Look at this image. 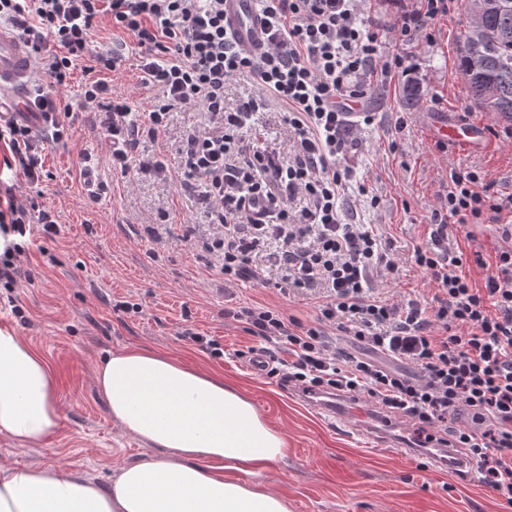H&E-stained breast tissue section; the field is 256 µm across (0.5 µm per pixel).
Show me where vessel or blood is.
<instances>
[{
	"instance_id": "b4317fda",
	"label": "vessel or blood",
	"mask_w": 512,
	"mask_h": 512,
	"mask_svg": "<svg viewBox=\"0 0 512 512\" xmlns=\"http://www.w3.org/2000/svg\"><path fill=\"white\" fill-rule=\"evenodd\" d=\"M224 22L237 45L247 51L262 47L266 28L256 0H224ZM33 81L31 55L24 40L13 31L0 28V99H9L14 114L38 125L42 117L28 96ZM435 137L449 146L470 152L487 151L491 141L480 125L454 119L448 113L432 115Z\"/></svg>"
}]
</instances>
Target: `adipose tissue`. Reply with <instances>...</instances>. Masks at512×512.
I'll return each mask as SVG.
<instances>
[{
    "mask_svg": "<svg viewBox=\"0 0 512 512\" xmlns=\"http://www.w3.org/2000/svg\"><path fill=\"white\" fill-rule=\"evenodd\" d=\"M94 380L112 418L152 447L150 458L103 481L53 466H0V512H289L287 499L257 480L286 456L287 439L222 374L127 347L102 360ZM61 419L45 359L0 328V435L33 448ZM227 470L237 478H224Z\"/></svg>",
    "mask_w": 512,
    "mask_h": 512,
    "instance_id": "1",
    "label": "adipose tissue"
}]
</instances>
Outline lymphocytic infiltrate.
I'll use <instances>...</instances> for the list:
<instances>
[{
    "label": "lymphocytic infiltrate",
    "instance_id": "obj_1",
    "mask_svg": "<svg viewBox=\"0 0 512 512\" xmlns=\"http://www.w3.org/2000/svg\"><path fill=\"white\" fill-rule=\"evenodd\" d=\"M458 6L408 0L380 31L366 25L361 0H258L267 37L255 53L241 50L225 26L224 0H0V19L61 87L87 60L113 73L124 68L121 48L93 40L102 18L131 38L150 107L134 111L101 79L80 91L85 104L109 114L113 171L164 174L162 165L138 160L141 138L164 132L173 109L199 106L208 123L187 136L179 183L217 226L208 250L225 285L247 279L284 295L316 291L310 324L267 307L228 309L251 336L287 352L268 376L309 393L364 398L409 419L421 448L462 449L484 485L512 506V193L492 192L475 167L451 169L430 240L411 256L436 291L427 304L394 303L374 280L397 271V260L376 225L357 220L368 190L347 157L354 128L343 102H363L373 80L409 72L406 55L384 53L386 42L433 39V21ZM237 78L258 93L231 106L224 88ZM270 99L284 109V153L254 142ZM0 142L38 182L43 161L32 128L6 120ZM34 218L44 233H57L51 212L35 217L12 195L0 196L1 232L26 236ZM452 224L500 225L494 266L454 247ZM473 264L488 270L483 285L467 273ZM336 332L358 342L361 355L338 349ZM399 362L413 365L414 375L396 370Z\"/></svg>",
    "mask_w": 512,
    "mask_h": 512
}]
</instances>
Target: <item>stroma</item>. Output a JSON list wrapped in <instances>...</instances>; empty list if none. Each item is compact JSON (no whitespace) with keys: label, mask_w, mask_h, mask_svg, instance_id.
<instances>
[{"label":"stroma","mask_w":512,"mask_h":512,"mask_svg":"<svg viewBox=\"0 0 512 512\" xmlns=\"http://www.w3.org/2000/svg\"><path fill=\"white\" fill-rule=\"evenodd\" d=\"M469 23L462 9L435 20L434 42L421 39L410 50L411 76L375 82L368 93L367 108L377 123L359 133L352 160L378 205L359 206L358 213L394 244L398 271L382 282L394 302L432 295L411 254L428 240L429 218L450 167L481 168L498 189L512 191V137L504 135L512 122L474 106L457 67V43ZM85 80L80 67L62 94L45 74L33 82V93L61 95L71 107L62 141L38 135L44 161L39 184L18 175L8 146H0V184L24 204L52 211L59 225L50 237L34 232L17 257L15 283L0 284V328L16 331L47 361L63 407L57 432L41 446L22 450L0 436V464L52 465L98 479L147 460L150 447L112 419L93 381L96 363L108 352L143 346L222 373L287 436V456L259 480L287 497L290 512H512L477 472L463 474L422 454L405 419L383 417L362 399L357 406L369 414L368 426L338 423L312 407L300 389L282 386L238 358L257 340L243 323L225 317V307L264 305L308 323L315 315L309 290L284 296L252 282L225 288L205 248L210 218L197 197L150 172L113 173L105 115L81 104ZM410 80L422 90L413 106L403 98ZM434 111L497 130L493 150L438 151L426 122ZM401 114L407 126L399 130ZM205 122L198 107L172 112L159 140L141 139L140 158L161 160L177 173L183 139ZM87 169L104 186L98 197L86 191ZM188 329L214 340L219 353L186 339Z\"/></svg>","instance_id":"obj_1"}]
</instances>
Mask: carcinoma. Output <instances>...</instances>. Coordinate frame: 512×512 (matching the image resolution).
I'll return each mask as SVG.
<instances>
[{
	"instance_id": "cac0c4a2",
	"label": "carcinoma",
	"mask_w": 512,
	"mask_h": 512,
	"mask_svg": "<svg viewBox=\"0 0 512 512\" xmlns=\"http://www.w3.org/2000/svg\"><path fill=\"white\" fill-rule=\"evenodd\" d=\"M457 60L470 101L512 121V0L461 36Z\"/></svg>"
}]
</instances>
